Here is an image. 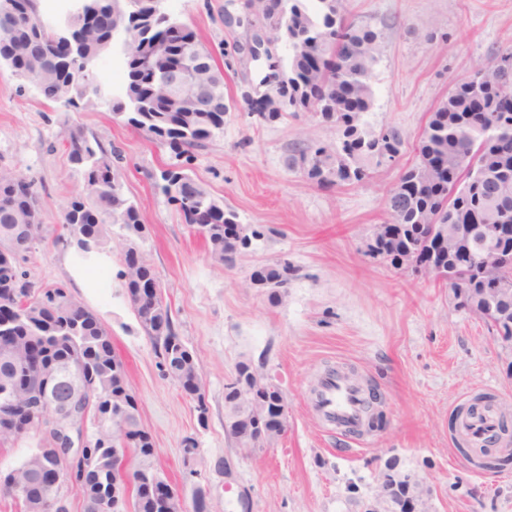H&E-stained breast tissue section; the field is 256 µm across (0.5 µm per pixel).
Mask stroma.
<instances>
[{
  "label": "stroma",
  "instance_id": "1",
  "mask_svg": "<svg viewBox=\"0 0 512 512\" xmlns=\"http://www.w3.org/2000/svg\"><path fill=\"white\" fill-rule=\"evenodd\" d=\"M353 16L375 30L382 55L366 133L398 129L415 146L430 112L456 83L486 65L494 49L512 46V0H350ZM225 0H179L167 13L193 26L221 56L244 29H224ZM79 125L123 155V190L141 213L137 244L162 284L179 335L197 356L209 406L199 423L195 403L165 375L128 302L120 254L127 236L112 225L107 245L113 274L107 294L82 288L55 246L68 201L84 193L81 171L62 138ZM335 127L310 114L256 124L230 111L224 131L196 151L192 178L261 236L233 266L212 262L201 237L155 188L174 160L107 107L78 112L38 98L32 87L0 74V169L25 172L47 190L44 238L24 264L31 281L66 284L105 323L152 435L156 464L192 501L204 490L208 512H366L396 472L418 481L423 512H512V462L485 469L486 453L461 455L449 424L480 394L505 407L512 429V342L464 309L451 289L396 274L368 246L387 218L385 201L400 168H376L354 185L320 188L286 159L304 143H335ZM288 260L277 292L253 286L259 265ZM248 362L281 390L285 431L270 447H238L224 427V389ZM331 369L355 371L380 397L384 423L359 440L336 434L317 415L315 388ZM197 441L186 458L183 441Z\"/></svg>",
  "mask_w": 512,
  "mask_h": 512
}]
</instances>
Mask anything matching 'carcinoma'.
<instances>
[{"mask_svg":"<svg viewBox=\"0 0 512 512\" xmlns=\"http://www.w3.org/2000/svg\"><path fill=\"white\" fill-rule=\"evenodd\" d=\"M248 8L256 20L264 23L270 38L279 41L286 55L277 63L275 94L268 100L267 110H247L244 102L234 101L233 108L249 111L258 123L275 122L309 112L341 133L336 146L305 145L288 156V168L318 186L356 184L371 178L372 166L389 161L399 162L403 135L394 128H382L376 134L362 129L361 116L373 104V69L382 54L379 35L368 25L347 22L349 11L344 0H250ZM36 0H16L12 13L0 12V55L12 54L17 65L30 69L45 85L44 100L58 102L56 90L67 84L73 72L60 64L59 50L47 31L36 25ZM125 27L128 36L117 39L116 49L123 68L122 91L110 99L86 98L81 110L90 111L101 104L112 114L123 113L128 125L139 130L155 145H166L180 164L161 171L156 187L174 205L188 225L196 226L205 241L209 258L231 265V247L224 242V226L238 224L236 212L222 209L224 202L214 198L196 184L191 199L177 197L171 189L180 181H192L187 165L196 150L206 147L216 134L224 130V114L228 112L224 96V71L211 64L212 53L206 49L194 27L156 12L155 0H140L137 12L125 17L119 13H101L93 21L78 23L87 48L105 53L104 42L111 28ZM185 46L195 48L199 65L193 85L209 88L216 103H206L193 112L176 104L165 83L151 84L153 77L174 69L172 55ZM512 87L487 85L471 79L454 85L430 112L414 152L417 157L439 162L441 171L416 165L402 167L398 182L386 199V210L397 213L395 223L375 227L374 255L388 259L391 267L401 270L398 256L417 247L430 250L435 242L424 237L418 221L423 211H436L448 197V172L462 163L479 158L471 184L456 193L455 223L469 224L475 229L473 246L476 253L499 250L504 254L512 246L491 236L487 224H512V114H507L505 99ZM64 143L69 161L83 169L85 183L94 192L69 201L64 223L67 234L74 238L80 263L91 262V253L99 252L111 233V226L123 228L130 245L141 237L144 229L139 208L122 190L121 152L106 148L94 135L80 126L69 129ZM0 247L24 252L27 238H40L45 231V208L41 191L34 180L19 171H0ZM288 263L277 261L253 271L251 278L277 288L288 280ZM22 289L28 298L21 304L22 319L11 337L3 339L0 352V380L10 376V360H29L32 346L40 347L44 362L55 363L66 370L83 363L84 381L91 396H118L122 393L115 367L121 366L112 348V334L99 318L84 317L73 309L80 303L63 284L40 287L26 280L24 271L0 267V290L9 288L8 281ZM154 296L158 302L154 320L167 334L152 333L143 320V310L133 296L126 293L135 317L150 338L170 378H202L197 359L179 336L170 307L162 298V285L154 278ZM56 296L50 307L36 301V292ZM266 395L258 390L243 395L229 387L225 404L237 407L257 401ZM118 437L140 442L147 436L138 414L130 415L114 426ZM92 482L77 492L82 498L83 512H104L99 491L112 494V482L119 479L118 461L112 459V447L101 443L92 448ZM134 474L139 476L129 496L131 512H157L153 489L162 484L163 475L156 466L152 446H140L133 457ZM56 463L34 450L15 467L19 480L32 483L30 494L38 495L52 483Z\"/></svg>","mask_w":512,"mask_h":512,"instance_id":"obj_1","label":"carcinoma"}]
</instances>
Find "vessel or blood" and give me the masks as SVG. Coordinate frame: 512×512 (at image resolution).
<instances>
[{
  "label": "vessel or blood",
  "mask_w": 512,
  "mask_h": 512,
  "mask_svg": "<svg viewBox=\"0 0 512 512\" xmlns=\"http://www.w3.org/2000/svg\"><path fill=\"white\" fill-rule=\"evenodd\" d=\"M367 407L368 400L359 381L333 371L322 378L314 397V408L322 421L342 433H352L360 427ZM500 418L499 409L488 403L462 414L458 429L471 446L491 452L497 448Z\"/></svg>",
  "instance_id": "vessel-or-blood-1"
}]
</instances>
